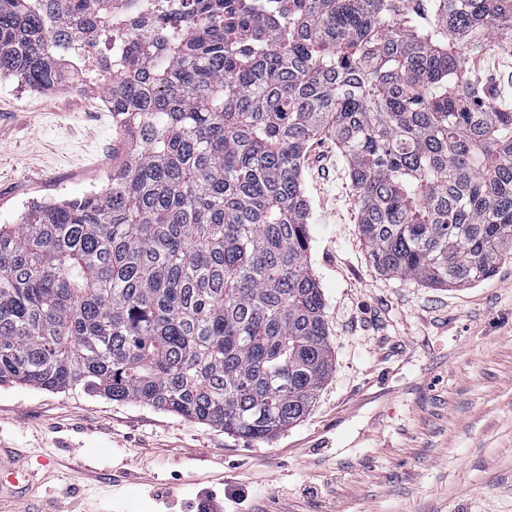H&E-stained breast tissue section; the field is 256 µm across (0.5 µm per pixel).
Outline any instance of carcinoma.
<instances>
[{
  "mask_svg": "<svg viewBox=\"0 0 512 512\" xmlns=\"http://www.w3.org/2000/svg\"><path fill=\"white\" fill-rule=\"evenodd\" d=\"M0 0V75L84 82L123 143L103 189L0 224V384L136 402L242 438L329 377L302 159L330 134L382 273L434 287L512 260V105L469 60L512 0Z\"/></svg>",
  "mask_w": 512,
  "mask_h": 512,
  "instance_id": "carcinoma-1",
  "label": "carcinoma"
}]
</instances>
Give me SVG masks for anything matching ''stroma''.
I'll use <instances>...</instances> for the list:
<instances>
[{
    "mask_svg": "<svg viewBox=\"0 0 512 512\" xmlns=\"http://www.w3.org/2000/svg\"><path fill=\"white\" fill-rule=\"evenodd\" d=\"M512 100V50L476 58ZM112 115L92 92L0 76V224L101 190ZM307 262L333 369L303 420L253 440L80 390L0 385V450L24 457L53 512H512V261L467 287L372 264L331 138L303 158Z\"/></svg>",
    "mask_w": 512,
    "mask_h": 512,
    "instance_id": "35a3bbf8",
    "label": "stroma"
}]
</instances>
